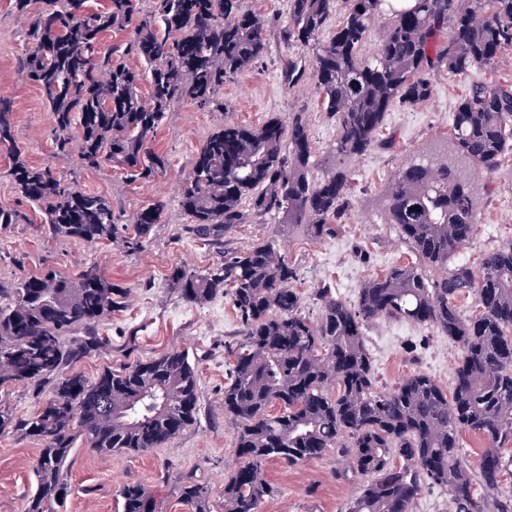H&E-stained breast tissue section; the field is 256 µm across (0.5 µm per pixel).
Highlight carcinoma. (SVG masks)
<instances>
[{"mask_svg":"<svg viewBox=\"0 0 512 512\" xmlns=\"http://www.w3.org/2000/svg\"><path fill=\"white\" fill-rule=\"evenodd\" d=\"M29 17L31 50L20 60L53 114V145L67 158L71 131L81 132L78 158L87 168L123 166L132 181L167 166L151 148L167 112L191 101L224 110V83L264 57L267 31L241 0H10ZM382 0H345L347 12L311 67L321 107L336 119L335 170L312 175V147L303 113L261 126L224 124L205 141L179 188L180 205L196 234L217 238L241 224L273 217L284 234L321 238L345 213L350 173L345 160L376 143L386 113L427 99V72L464 76L491 69L512 48V0H415L395 15L376 53L361 55ZM337 0H288L283 41L306 44L336 12ZM137 21L128 40L104 33ZM128 55L145 70L130 68ZM306 66L288 59V88ZM148 95L139 91L142 83ZM452 147L424 154L391 179L387 223L415 256L364 281L351 303L324 285L315 292L318 320L305 314L292 287L295 271L259 242L224 250L204 274L177 268L168 288L201 304L229 296L240 322L227 345L224 417L235 425L239 463L224 481L225 512H260L273 489L266 464L292 466L338 450L340 475L362 480L344 512H412L426 485L448 492L451 512H512V242L475 268L461 258L472 239L476 209L472 165L493 173L512 140V83L478 80L451 115ZM13 103L0 98V149L12 159L16 190L39 205L52 238L136 249L161 223L166 205L141 210L132 233L120 232L112 200L78 189L50 166L35 168L15 150ZM442 271L433 279L426 268ZM95 265L71 277L53 271L0 286V387L53 382L37 411L20 418L0 408V434L19 431L39 442L37 487L25 512H62L77 443L100 455L147 453L194 424L200 374L188 354L172 350L148 362L97 377L62 373L102 343L98 326L118 301ZM472 296L476 312L460 298ZM408 322L448 337L460 352L447 392L415 372L379 391L365 332L379 321ZM279 411H274V407ZM486 450L478 463L460 453L464 433ZM209 491L192 479L181 501L208 512ZM118 512H158L154 492L139 483L118 494Z\"/></svg>","mask_w":512,"mask_h":512,"instance_id":"obj_1","label":"carcinoma"}]
</instances>
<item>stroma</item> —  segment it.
<instances>
[{
    "label": "stroma",
    "instance_id": "stroma-1",
    "mask_svg": "<svg viewBox=\"0 0 512 512\" xmlns=\"http://www.w3.org/2000/svg\"><path fill=\"white\" fill-rule=\"evenodd\" d=\"M243 5L267 24L269 48L253 67L224 85L223 112H208L184 102L169 112L153 137V148L168 160L164 173L134 183L114 165L80 167L77 158L53 154L52 114L38 87L19 66L28 50L27 16L0 0V97L14 105L18 148L36 167L52 166L79 189L111 198L120 223L148 204L161 200L166 210L161 224L138 250L120 244L90 245L80 240L50 238L41 230L38 205L20 196L10 175L11 158L0 150V207L23 214L18 224L0 225V282L52 270L62 276L95 264L111 280L121 305L101 322L99 332L108 344L73 364V371L95 378L104 369L155 359L178 349L187 352L201 377L200 411L196 423L171 442L143 454L108 456L76 448L68 474L70 492L65 512H117V493L126 484L141 483L153 490L159 512H191L181 503L179 487L193 477L209 488L210 512H224V478L237 458L232 428L224 421L225 347L232 341L238 320L228 297L216 295L202 305L188 304L172 294L166 282L175 268L202 272L224 260L228 247L275 241L278 253L296 272L295 288L304 310L317 317L316 288L329 285L344 299L357 297L361 283L392 265L410 262L413 255L385 221L381 200L391 177L430 144L452 137L451 114L473 80L512 81V50L504 51L491 70L451 77L429 75L430 98L388 111L377 144L349 160L353 174L346 216L330 235L318 240L283 237L276 221L265 217L239 225L217 240L206 242L191 230L180 207L178 187L187 176L193 156L221 122L258 126L268 119L304 113L315 149L314 176H322L333 156L336 121L324 112L314 82L292 93L284 85L283 63L295 57L313 63L335 33L342 14L331 16L317 39L301 45L285 44L279 33L288 16V0H243ZM473 191L478 219L476 233L463 252L471 264L483 254L512 241V150L499 168L486 175L474 172ZM366 344L372 354L378 390H391L402 378L421 371L442 386L451 383L460 354L447 337L433 329L405 322L373 325ZM37 441L19 432L0 435V512H24L34 492ZM341 458L329 452L289 467L268 462L265 477L273 492L263 512H340L359 484L338 478Z\"/></svg>",
    "mask_w": 512,
    "mask_h": 512
}]
</instances>
